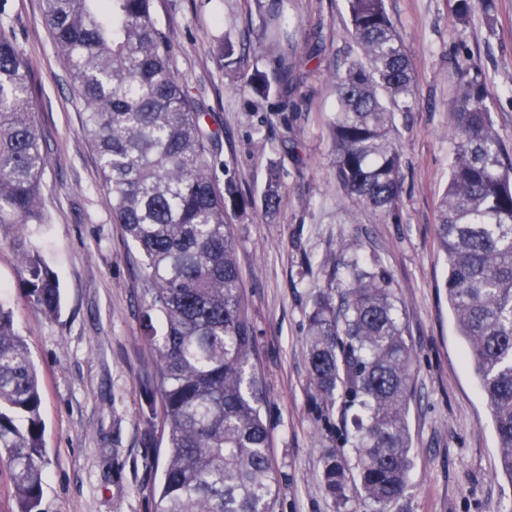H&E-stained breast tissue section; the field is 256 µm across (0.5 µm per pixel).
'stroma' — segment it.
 Masks as SVG:
<instances>
[{
	"label": "stroma",
	"mask_w": 512,
	"mask_h": 512,
	"mask_svg": "<svg viewBox=\"0 0 512 512\" xmlns=\"http://www.w3.org/2000/svg\"><path fill=\"white\" fill-rule=\"evenodd\" d=\"M413 67L415 98L398 114L402 188L389 215L343 193L333 177V75L351 48L346 0H284L296 84L261 97L248 84L261 55L256 0H153L173 69L207 112L218 180L245 207L230 213L242 297L257 336L270 455L281 475L274 512H334L320 477L330 434L308 388L307 320L333 261L353 247L376 257L398 291L416 364L410 403L411 479L389 512H512L497 466L490 411L459 336L437 242L438 203L454 151L450 112L458 63L480 64L499 142L512 157V0L468 21L455 0H385ZM30 70V96L48 165L47 223L33 240L57 276L64 306L46 316L27 296L18 251L0 233V303L36 366L47 450L42 512H154L165 457L157 355L140 337L139 255L112 221L82 105L42 19V0H0ZM235 46L234 65L214 53ZM280 202L265 206L271 172Z\"/></svg>",
	"instance_id": "obj_1"
}]
</instances>
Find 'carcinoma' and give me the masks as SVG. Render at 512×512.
Instances as JSON below:
<instances>
[{
	"label": "carcinoma",
	"mask_w": 512,
	"mask_h": 512,
	"mask_svg": "<svg viewBox=\"0 0 512 512\" xmlns=\"http://www.w3.org/2000/svg\"><path fill=\"white\" fill-rule=\"evenodd\" d=\"M153 0H43V20L82 98L83 131L96 150L112 220L140 255L145 301L141 338L158 356L155 389L165 447L156 512H273L279 478L262 416L256 336L240 297L227 202L244 207L232 182L219 188L204 106L172 69L168 32ZM357 54L335 77L333 171L348 196L383 214L398 203L401 156L396 113L410 110L412 66L385 0H346ZM262 39L280 46L282 0H264ZM489 0H456L465 22ZM276 92L293 90L288 53L272 56ZM30 72L0 24V231L27 271V293L49 316L61 310L54 272L29 240L47 223V165L34 120ZM252 90L267 96L265 70ZM479 66L458 67L451 111L455 150L439 202L437 238L459 335L487 402L499 469L512 479V160L503 152ZM337 283L316 292L307 320L310 395L341 412L340 446L321 458L338 512L348 491L387 512L410 481L408 410L414 352L397 289L375 259L346 251ZM36 367L13 314L0 305V451L8 455L21 512H39L47 465Z\"/></svg>",
	"instance_id": "obj_1"
}]
</instances>
